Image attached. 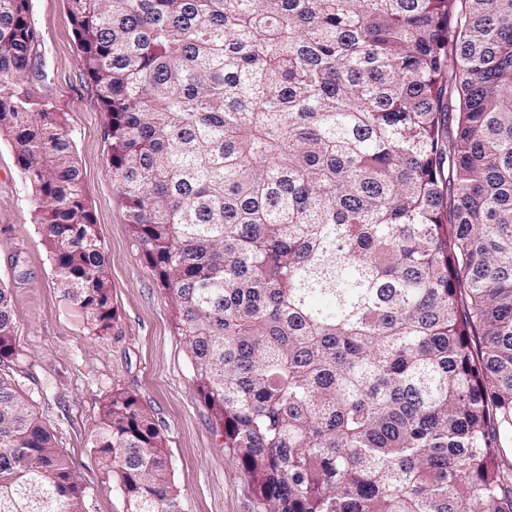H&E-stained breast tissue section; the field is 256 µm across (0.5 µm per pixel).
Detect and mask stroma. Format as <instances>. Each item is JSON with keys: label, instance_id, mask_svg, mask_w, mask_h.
Masks as SVG:
<instances>
[{"label": "stroma", "instance_id": "obj_1", "mask_svg": "<svg viewBox=\"0 0 512 512\" xmlns=\"http://www.w3.org/2000/svg\"><path fill=\"white\" fill-rule=\"evenodd\" d=\"M38 36L28 87L60 113L82 173L112 284L111 335L89 333L55 286L37 205L7 139L0 138V287L8 288L17 356L14 376L91 493L89 512H126L91 449L99 406L113 390L135 394L166 440L183 512H257L193 384L175 326L176 302L135 246L112 178L110 140L95 88L83 71L70 0H31Z\"/></svg>", "mask_w": 512, "mask_h": 512}]
</instances>
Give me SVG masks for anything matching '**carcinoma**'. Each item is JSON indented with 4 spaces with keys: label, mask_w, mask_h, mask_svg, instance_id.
I'll return each instance as SVG.
<instances>
[{
    "label": "carcinoma",
    "mask_w": 512,
    "mask_h": 512,
    "mask_svg": "<svg viewBox=\"0 0 512 512\" xmlns=\"http://www.w3.org/2000/svg\"><path fill=\"white\" fill-rule=\"evenodd\" d=\"M134 242L259 512H512V0H71ZM0 0V135L55 281L116 323L59 113ZM0 512H87L11 374ZM92 449L127 512H182L125 391Z\"/></svg>",
    "instance_id": "obj_1"
}]
</instances>
